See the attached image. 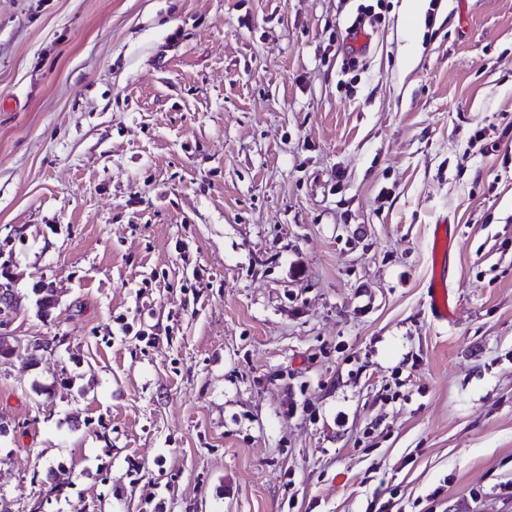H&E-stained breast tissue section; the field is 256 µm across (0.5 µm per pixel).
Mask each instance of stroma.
<instances>
[{
    "label": "stroma",
    "instance_id": "stroma-1",
    "mask_svg": "<svg viewBox=\"0 0 512 512\" xmlns=\"http://www.w3.org/2000/svg\"><path fill=\"white\" fill-rule=\"evenodd\" d=\"M404 3L0 0L12 512H512V0ZM460 234L456 224H435L434 272L428 286L429 312L434 321L448 322L450 317V291L448 278L451 265V248Z\"/></svg>",
    "mask_w": 512,
    "mask_h": 512
}]
</instances>
